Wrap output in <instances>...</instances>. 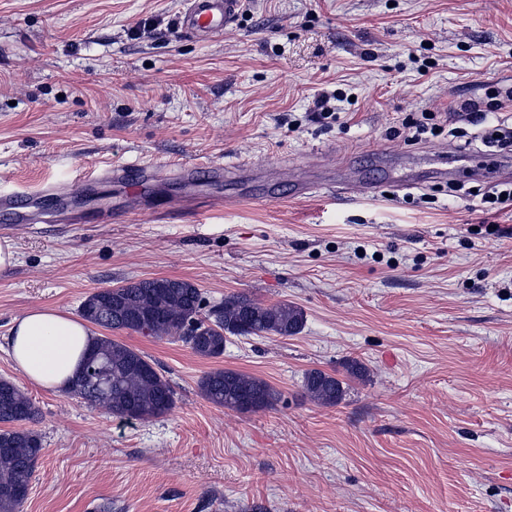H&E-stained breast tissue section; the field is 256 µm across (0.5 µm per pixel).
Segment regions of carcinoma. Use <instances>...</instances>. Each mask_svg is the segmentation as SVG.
<instances>
[{"label": "carcinoma", "mask_w": 512, "mask_h": 512, "mask_svg": "<svg viewBox=\"0 0 512 512\" xmlns=\"http://www.w3.org/2000/svg\"><path fill=\"white\" fill-rule=\"evenodd\" d=\"M81 316L94 326L128 330L154 339L183 342L200 358L224 354L225 335L291 337L304 313L288 302L261 303L246 294L224 297L204 310L201 290L180 278H146L116 288H101L83 301ZM211 404L238 412L274 407L280 393L266 381L232 370L215 369L199 381ZM305 395L334 406L345 394L342 382L311 369L304 374ZM71 392L85 403L125 421L147 422L169 413L175 393L169 380L141 351L104 334L93 337L83 354ZM39 409L12 381L0 378V512H20L43 449L41 436L25 424Z\"/></svg>", "instance_id": "1"}]
</instances>
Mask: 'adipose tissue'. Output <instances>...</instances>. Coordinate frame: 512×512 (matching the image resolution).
<instances>
[{"mask_svg": "<svg viewBox=\"0 0 512 512\" xmlns=\"http://www.w3.org/2000/svg\"><path fill=\"white\" fill-rule=\"evenodd\" d=\"M92 336V329L79 317L38 307L15 319L8 353L31 382L59 392L68 387Z\"/></svg>", "mask_w": 512, "mask_h": 512, "instance_id": "adipose-tissue-1", "label": "adipose tissue"}]
</instances>
